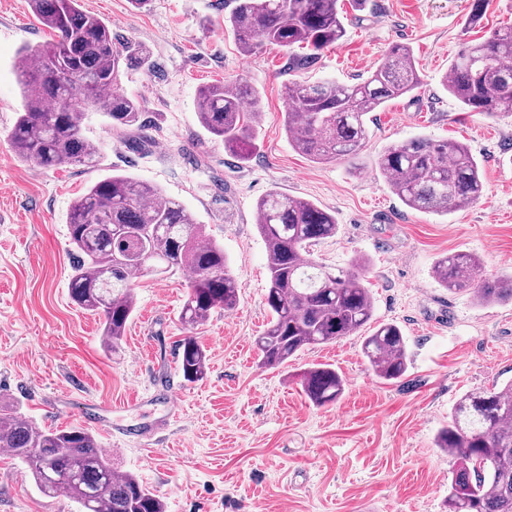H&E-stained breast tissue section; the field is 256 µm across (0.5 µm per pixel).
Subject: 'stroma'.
<instances>
[{
    "mask_svg": "<svg viewBox=\"0 0 512 512\" xmlns=\"http://www.w3.org/2000/svg\"><path fill=\"white\" fill-rule=\"evenodd\" d=\"M471 0H366L348 9L342 40L308 67L288 53L238 49L224 28L231 0H82L113 33L145 45L152 70L133 66L122 91L137 96L150 122L134 134L87 112L96 166L41 168L20 159L8 134L22 110L17 50L50 38L28 0H0V402L16 404L43 429L81 426L113 407L119 435L101 443L117 470L139 477L166 512H446L454 463L436 446L455 403L512 380V302L476 305L441 286L443 256L480 258L481 276L512 274V114L470 112L442 82L465 42L512 26V0H486L479 23ZM397 44L410 46L422 86L367 121L354 162L316 163L294 149L284 128L290 82L368 76ZM246 80L259 93L255 149L242 161L211 140L195 101L215 81ZM415 137L468 145L482 173L481 197L438 215L409 209L376 162ZM125 173L181 202L220 246L240 284L231 311L190 328L179 314L187 272L134 277L136 312L118 349L100 344L97 316L68 295L72 250L67 216L95 182ZM332 213L335 237L313 248L327 267L359 265L374 297V319L407 338L409 368L398 381L374 375L362 334L301 351L287 367L257 363L265 329L266 245L256 205L269 191ZM204 344L207 375L186 382L177 345ZM333 365L342 396L312 404L296 373ZM0 512H78L67 497L36 487L25 464L0 454Z\"/></svg>",
    "mask_w": 512,
    "mask_h": 512,
    "instance_id": "1",
    "label": "stroma"
}]
</instances>
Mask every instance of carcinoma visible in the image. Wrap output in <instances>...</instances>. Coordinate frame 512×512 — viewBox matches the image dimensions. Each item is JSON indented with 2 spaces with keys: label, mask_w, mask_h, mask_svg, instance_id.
Masks as SVG:
<instances>
[{
  "label": "carcinoma",
  "mask_w": 512,
  "mask_h": 512,
  "mask_svg": "<svg viewBox=\"0 0 512 512\" xmlns=\"http://www.w3.org/2000/svg\"><path fill=\"white\" fill-rule=\"evenodd\" d=\"M81 0H29L36 19L54 39L21 48L15 70L23 111L9 140L15 153L39 167L95 166L99 149L83 134L85 114L105 112L113 130L145 127L140 99L117 91L123 69L152 68L151 52L112 33L107 20L84 11ZM339 0H236L224 26L237 46L262 44L289 51V64L309 65L345 33ZM422 84L411 50L393 46L384 62L357 83L294 82L288 88L284 125L288 140L314 162L348 161L367 138V115ZM444 87L465 109L493 115L512 112V29L465 44ZM201 126L245 160L255 148L260 118L258 92L246 81L200 88ZM377 166L410 208L436 214L467 207L482 193L480 167L468 145L412 138L388 146ZM256 224L267 250V328L255 337L259 362L285 368L298 351L351 336L372 322L374 299L359 273L331 271L312 258L316 242L336 236V217L314 203L271 191L256 205ZM68 238L76 250L69 278L71 302L102 319L101 343L122 342L136 310L133 277L188 270L192 281L180 320L205 322L217 308L239 303V284L224 248L209 238L193 215L158 188L114 173L87 189L70 207ZM479 260L467 253L439 259L433 275L445 288L467 291L489 305L512 301V275L478 282ZM362 351L375 375L398 381L409 367L406 337L382 322L364 337ZM183 378L206 375L207 350L195 336L179 343ZM314 404L336 402L344 383L336 369L314 364L300 375ZM437 447L455 459L447 512H512V380L454 405ZM0 448L23 460L38 489L63 495L82 512H165V503L132 473H121L95 436L80 427L43 430L21 412L0 409Z\"/></svg>",
  "instance_id": "cac0c4a2"
}]
</instances>
